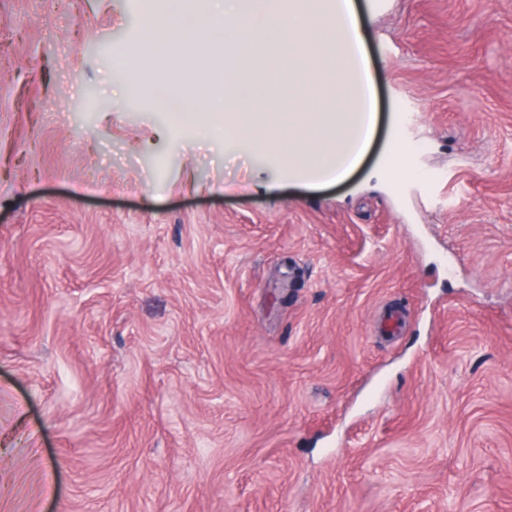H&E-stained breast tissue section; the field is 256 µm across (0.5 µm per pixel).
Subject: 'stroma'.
I'll return each mask as SVG.
<instances>
[{
    "instance_id": "1",
    "label": "stroma",
    "mask_w": 512,
    "mask_h": 512,
    "mask_svg": "<svg viewBox=\"0 0 512 512\" xmlns=\"http://www.w3.org/2000/svg\"><path fill=\"white\" fill-rule=\"evenodd\" d=\"M357 2L379 121L313 186L225 133L240 20L189 124L123 92L184 77L157 0H0V512H512V0ZM183 0H164L161 9L154 13L146 25V33L141 44V52L147 55L164 57L169 55L174 47L173 29L179 25L180 34L184 41L193 42L192 25L184 16H192L185 9ZM175 17H181V22L174 24Z\"/></svg>"
}]
</instances>
